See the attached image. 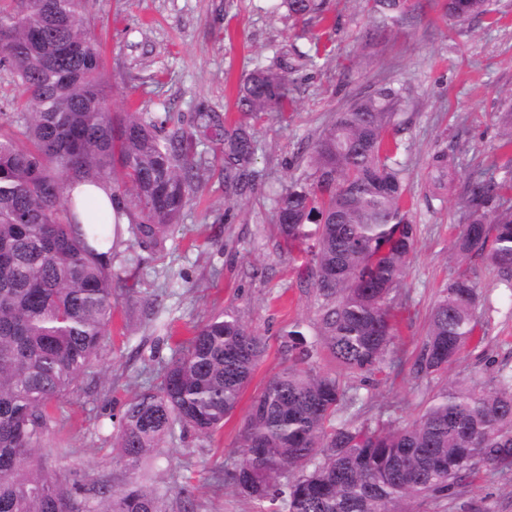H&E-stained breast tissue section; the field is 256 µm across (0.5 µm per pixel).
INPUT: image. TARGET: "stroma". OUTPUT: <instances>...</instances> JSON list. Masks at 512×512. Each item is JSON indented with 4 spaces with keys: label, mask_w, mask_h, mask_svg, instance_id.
Returning <instances> with one entry per match:
<instances>
[{
    "label": "stroma",
    "mask_w": 512,
    "mask_h": 512,
    "mask_svg": "<svg viewBox=\"0 0 512 512\" xmlns=\"http://www.w3.org/2000/svg\"><path fill=\"white\" fill-rule=\"evenodd\" d=\"M411 19L378 46L364 45L370 23L356 0H328L325 19L294 20L272 11L270 0H84L90 31L100 46L103 74L112 86V109L182 114L213 110L246 122L258 143L253 191L227 199L224 143L198 133L207 160L199 196L186 209L164 248L142 258L119 245L114 268L135 271L136 294L118 296L112 333L90 370L94 389L70 396L43 437L55 449L49 466H72L86 482L121 484L125 472L112 446L115 424L141 386L174 354L190 325L224 309L239 310L266 351L235 414L209 437L186 433L165 442L148 473L169 512H182L179 486L196 488L197 512H257L254 502L215 471L230 462L253 398L285 365L283 344L294 325L316 333L321 300L306 273V258L289 253L273 221V199L301 174V160L333 115L353 96L379 82L406 87L408 104L397 134L406 170V208L418 228L406 276L393 292L401 321L392 348L398 367L382 374L340 372L363 407V417L394 414L413 421L438 378H416L432 309L458 272L450 257L462 225L467 177L473 170L512 167L496 121L512 102V0H495L493 14L458 27L445 0H410ZM320 49L317 67L301 56ZM287 52L295 66L291 102L283 116L244 117L235 106L239 80L257 63ZM447 151L460 173L441 197L428 195L430 162ZM469 265L480 302L475 316L484 341L469 345L449 377L483 382L512 371V291L503 288L487 257ZM450 512H512V473L481 469Z\"/></svg>",
    "instance_id": "stroma-1"
}]
</instances>
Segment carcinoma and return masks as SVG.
Listing matches in <instances>:
<instances>
[{
  "mask_svg": "<svg viewBox=\"0 0 512 512\" xmlns=\"http://www.w3.org/2000/svg\"><path fill=\"white\" fill-rule=\"evenodd\" d=\"M355 2L371 19L368 45L410 18L409 0ZM283 4L288 16L306 20L322 15L326 0ZM489 12L490 0L446 4L456 22ZM0 67L23 88L11 111L0 112V512H167L142 470L177 432L223 428L265 351L238 311L192 326L158 382L124 409L112 435L129 473L123 484L88 485L75 470L47 466L45 457L60 449L42 441L53 404L100 359L117 307L112 254L120 226L88 210L78 223L70 187L110 184L130 240L153 254L179 224L205 160L192 132L163 134L173 113L109 111L102 53L81 0H0ZM292 70L286 55L255 66L237 86L238 111L284 112ZM406 102V90L391 83L354 97L313 143L307 173L275 199L279 235L307 245L322 306L315 340L288 331V365L253 400L236 459L217 471L261 512H411L417 501H455L483 467H512V373L498 371L483 386L444 379L409 425L382 413L356 425L359 398L313 367L319 349L353 373L389 365L397 335L391 294L417 238L403 205L401 144L389 139ZM193 126L218 127L220 116L197 112ZM257 152L247 126L224 129L227 197L254 188ZM455 174L448 154H435L431 194ZM509 189L512 171L469 175L453 254L460 265L487 254L512 290V206L500 203ZM477 301L474 273L458 272L432 310L415 377L446 373L474 340Z\"/></svg>",
  "mask_w": 512,
  "mask_h": 512,
  "instance_id": "cac0c4a2",
  "label": "carcinoma"
}]
</instances>
